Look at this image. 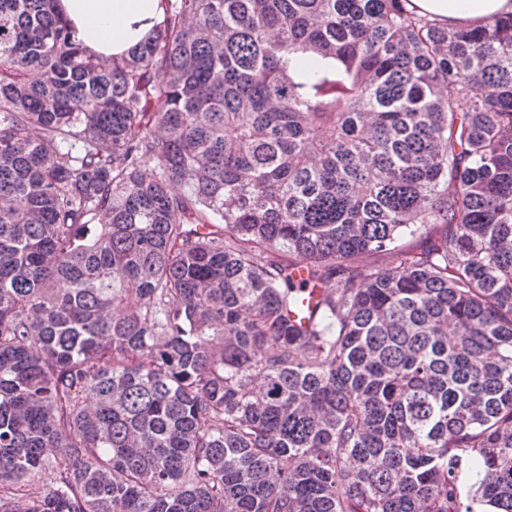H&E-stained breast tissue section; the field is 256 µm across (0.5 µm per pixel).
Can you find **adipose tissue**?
I'll list each match as a JSON object with an SVG mask.
<instances>
[{
	"label": "adipose tissue",
	"instance_id": "1",
	"mask_svg": "<svg viewBox=\"0 0 512 512\" xmlns=\"http://www.w3.org/2000/svg\"><path fill=\"white\" fill-rule=\"evenodd\" d=\"M75 37L93 53L119 55L164 19L161 0H60ZM414 10L451 26H476L512 13V0H412Z\"/></svg>",
	"mask_w": 512,
	"mask_h": 512
}]
</instances>
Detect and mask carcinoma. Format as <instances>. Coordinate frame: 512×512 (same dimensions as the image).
Wrapping results in <instances>:
<instances>
[{"label": "carcinoma", "mask_w": 512, "mask_h": 512, "mask_svg": "<svg viewBox=\"0 0 512 512\" xmlns=\"http://www.w3.org/2000/svg\"><path fill=\"white\" fill-rule=\"evenodd\" d=\"M58 2L0 0V512H512V14ZM60 14L93 53L120 55L164 20L161 0H61Z\"/></svg>", "instance_id": "cac0c4a2"}]
</instances>
